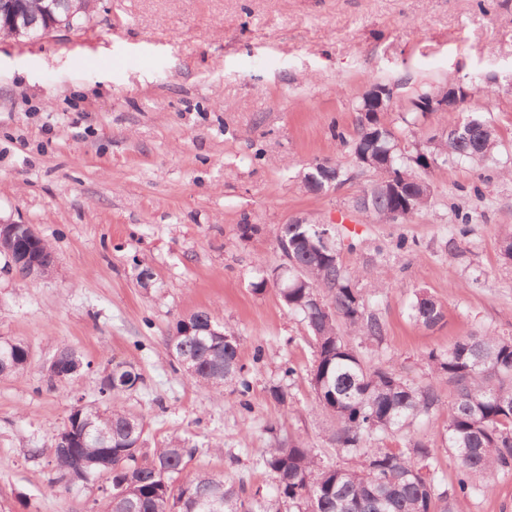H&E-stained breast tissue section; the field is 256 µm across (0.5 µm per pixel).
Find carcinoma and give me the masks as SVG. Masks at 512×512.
<instances>
[{"label": "carcinoma", "instance_id": "carcinoma-1", "mask_svg": "<svg viewBox=\"0 0 512 512\" xmlns=\"http://www.w3.org/2000/svg\"><path fill=\"white\" fill-rule=\"evenodd\" d=\"M70 0H56L52 13L31 4L24 11L29 33L47 31L64 21ZM424 113L405 108L399 127L412 129ZM336 140L349 149L356 165L377 179L352 200V207L377 224H403L428 207L429 177L450 161L485 166L494 162L500 140L490 121L469 115L436 138L414 142L413 151L398 147L396 130L368 112L358 115L352 137L336 131ZM318 161L303 174L311 191L329 188ZM276 240L282 263L253 283L263 292L278 285L282 303L305 323L313 362L307 382L314 403L336 423L329 442L357 462L341 466L321 458L300 438L277 437L262 456L272 476V490L251 494L244 485L191 468L196 447L174 437L146 452V422L126 409L123 395L134 391L124 377L139 371L105 368L99 401L77 399L59 431L72 429L73 446L50 452L68 482H84L107 472L112 490L99 512H462L461 501L493 491V481L512 474V336H463L448 349L431 350L424 359L432 380L410 383L381 364H371L344 336L345 330L371 345L384 340L385 326L370 309L363 289L341 262L338 233L326 224H280ZM34 248L49 274L54 255L45 239L27 242L21 236L6 243L0 255L13 263L19 247ZM411 319L426 328L439 325L445 312L425 292L415 294ZM213 326L217 334L205 331ZM172 361L179 353L193 358L190 380L198 387L238 393L239 406L250 409L248 372L239 363V340L207 311L176 322L166 337ZM31 346L21 339L0 340V354L9 358L5 376L18 377L30 368ZM46 367L49 380L57 374L72 379L91 367L74 348L64 345ZM451 383L455 395L448 405L441 442L457 464L460 477L452 490L440 489L437 453L433 444L415 436L403 446L378 443L410 429L443 409L438 384Z\"/></svg>", "mask_w": 512, "mask_h": 512}]
</instances>
